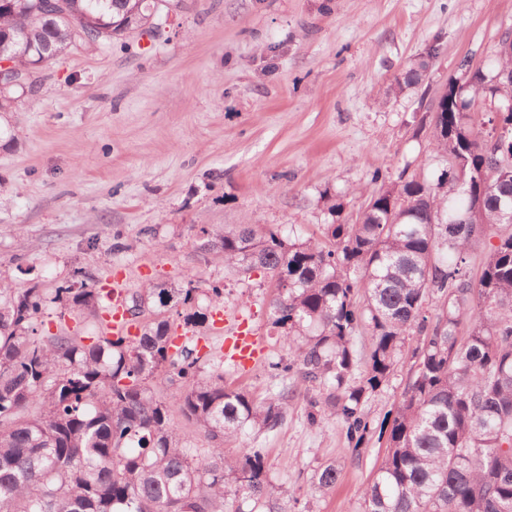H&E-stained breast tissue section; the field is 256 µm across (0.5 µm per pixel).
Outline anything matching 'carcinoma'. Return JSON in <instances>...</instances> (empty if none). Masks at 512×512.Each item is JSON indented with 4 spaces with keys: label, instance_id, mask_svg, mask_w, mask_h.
Returning a JSON list of instances; mask_svg holds the SVG:
<instances>
[{
    "label": "carcinoma",
    "instance_id": "cac0c4a2",
    "mask_svg": "<svg viewBox=\"0 0 512 512\" xmlns=\"http://www.w3.org/2000/svg\"><path fill=\"white\" fill-rule=\"evenodd\" d=\"M63 4L0 5V60L44 65L77 43L110 47L150 24L145 0ZM497 56L487 71L450 83L434 108L432 138L446 162L436 183L380 188L357 223L328 225L330 245L287 241L274 226L200 229L204 248L225 264L274 279L273 324L284 329L288 359L269 368L322 390L306 419L336 417L352 452L375 432L367 396L403 354L414 359L402 398L380 427L388 451L363 491L364 512H512V232L503 231L512 201V112L500 113L502 133L493 139L468 111L477 94L491 108L512 103L508 37ZM493 238L474 281L468 251ZM193 283L151 284L131 295L135 318L154 305L133 338L112 335L103 317L112 290L90 285L81 270L52 290L37 281L0 287L3 512H224L229 495L248 503L238 512H277L264 449L228 457L224 442L242 430H277L288 389L259 401L224 385V374L205 372L197 348H174V317L187 326L209 318L177 311L195 300ZM52 305L97 316L101 336L86 345L76 333L41 335ZM362 326L370 331L364 360L353 344ZM163 380L176 387L169 400L154 389ZM188 428L210 448L186 447ZM337 480L336 466L326 465L311 489L327 493Z\"/></svg>",
    "mask_w": 512,
    "mask_h": 512
}]
</instances>
